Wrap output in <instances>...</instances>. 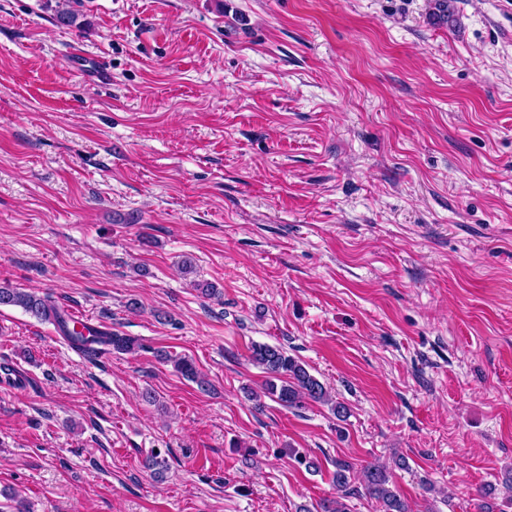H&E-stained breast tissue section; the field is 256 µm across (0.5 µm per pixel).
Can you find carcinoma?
I'll return each mask as SVG.
<instances>
[{"mask_svg":"<svg viewBox=\"0 0 512 512\" xmlns=\"http://www.w3.org/2000/svg\"><path fill=\"white\" fill-rule=\"evenodd\" d=\"M0 305L21 306L41 320L53 321L64 332L71 345L77 349L94 350L96 345H107L116 352H133L139 347L130 336L114 333L105 338L88 336L78 329H69L58 306L49 297L0 285ZM252 361L267 374L265 394L283 407L295 408L307 401H329L328 390L311 375L297 358L280 346L254 343L251 346ZM176 371L184 378L203 387L206 381L194 363L186 357L172 359ZM365 490L380 504V512H408L407 504L390 488V477L378 467H369L364 473Z\"/></svg>","mask_w":512,"mask_h":512,"instance_id":"obj_1","label":"carcinoma"}]
</instances>
